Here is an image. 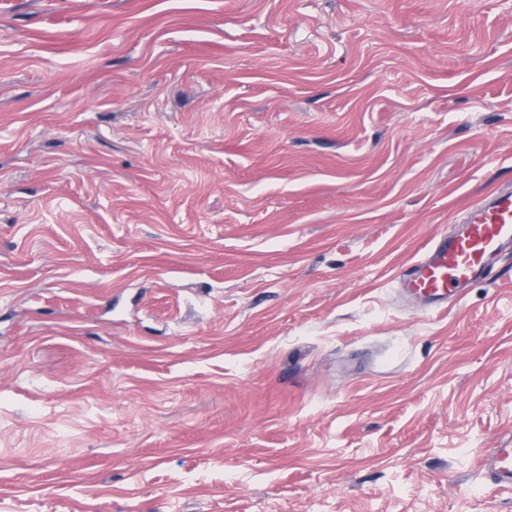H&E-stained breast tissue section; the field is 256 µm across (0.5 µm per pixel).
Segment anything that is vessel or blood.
Returning <instances> with one entry per match:
<instances>
[{
    "instance_id": "b4317fda",
    "label": "vessel or blood",
    "mask_w": 512,
    "mask_h": 512,
    "mask_svg": "<svg viewBox=\"0 0 512 512\" xmlns=\"http://www.w3.org/2000/svg\"><path fill=\"white\" fill-rule=\"evenodd\" d=\"M512 248V189L495 188L462 212L459 225L435 240L399 280L427 307L458 299L464 285L487 278L494 260ZM478 466L492 484L512 488V447L492 448Z\"/></svg>"
}]
</instances>
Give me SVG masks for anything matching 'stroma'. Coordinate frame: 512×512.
<instances>
[{"label": "stroma", "mask_w": 512, "mask_h": 512, "mask_svg": "<svg viewBox=\"0 0 512 512\" xmlns=\"http://www.w3.org/2000/svg\"><path fill=\"white\" fill-rule=\"evenodd\" d=\"M512 0H0V512H512ZM458 227L435 240L398 276L427 308H442L462 286L487 278L493 261L512 247V189L495 188L462 211ZM478 466L492 484L512 488V447L490 448L480 457Z\"/></svg>", "instance_id": "1"}]
</instances>
